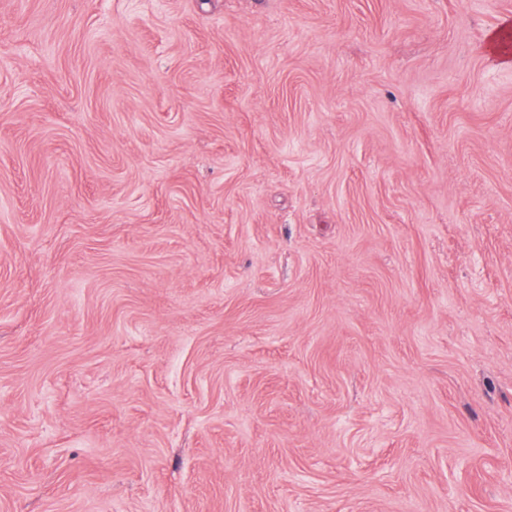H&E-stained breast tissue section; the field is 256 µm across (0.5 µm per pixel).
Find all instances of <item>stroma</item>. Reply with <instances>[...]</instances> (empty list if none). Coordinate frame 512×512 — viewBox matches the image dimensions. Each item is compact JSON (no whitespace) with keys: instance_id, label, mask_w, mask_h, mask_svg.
<instances>
[{"instance_id":"35a3bbf8","label":"stroma","mask_w":512,"mask_h":512,"mask_svg":"<svg viewBox=\"0 0 512 512\" xmlns=\"http://www.w3.org/2000/svg\"><path fill=\"white\" fill-rule=\"evenodd\" d=\"M512 0H0V512H512Z\"/></svg>"}]
</instances>
